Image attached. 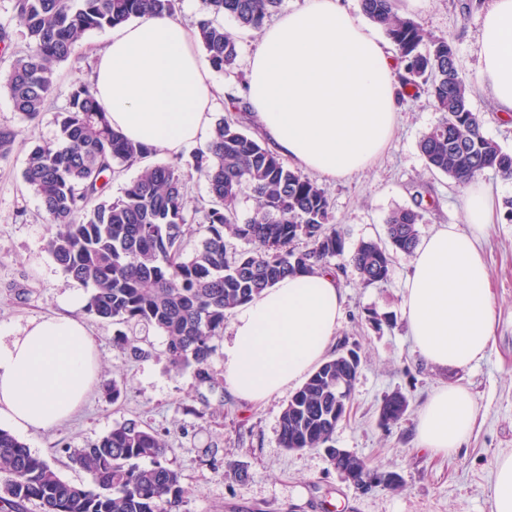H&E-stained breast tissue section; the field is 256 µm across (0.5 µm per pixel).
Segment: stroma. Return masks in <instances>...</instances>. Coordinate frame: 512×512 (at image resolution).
Instances as JSON below:
<instances>
[{
	"label": "stroma",
	"instance_id": "obj_1",
	"mask_svg": "<svg viewBox=\"0 0 512 512\" xmlns=\"http://www.w3.org/2000/svg\"><path fill=\"white\" fill-rule=\"evenodd\" d=\"M489 0H399L401 12L435 36L453 38L459 69L474 82L470 100L485 135L512 151V123L502 120L491 92L477 86L481 14ZM224 27L237 40L233 69L215 73L218 87L242 94L248 61L261 33ZM109 36L93 31L79 42L81 60L56 67V88L38 124L23 121L0 90V126L19 130L9 162L0 164V327L18 329L59 312L70 297L88 299L89 287L67 276L48 250L52 232L39 197L22 179L27 156L38 143L55 139L56 117L73 84L89 81L95 54ZM440 119L426 98L403 102L389 146L368 169L338 180L317 177L331 203L345 251L333 259L336 278L347 295V310L332 349L357 351L361 364L351 390L350 413L334 434L337 447L356 453L369 466L394 471L399 488L380 485L361 491L336 471L323 450L288 451L279 444V420L289 394L259 406L238 399L224 383V360L214 352L213 384L192 370H174L163 333L135 328L138 346L127 344L107 320L82 318L99 351L97 379L85 405L58 427L21 435L31 453L57 467L75 483L91 484L89 473L67 466L66 451L100 440L117 424L134 418L165 440L172 467L181 471L190 494L181 512H490L494 465L512 453V220L490 225L482 248L490 271L497 323L492 350L478 363L449 372L427 362L414 349L402 302L410 257L394 254L386 282L364 286L351 254L362 240L385 241V220L394 209L421 195L427 237L444 224H464L462 188L431 173L418 144ZM124 380L118 400L104 389ZM466 387L479 417L458 452L431 455L418 449L414 427L427 398L448 383ZM403 393L409 402L396 424L379 423L383 397Z\"/></svg>",
	"mask_w": 512,
	"mask_h": 512
}]
</instances>
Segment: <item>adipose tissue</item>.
I'll return each mask as SVG.
<instances>
[{"instance_id":"adipose-tissue-1","label":"adipose tissue","mask_w":512,"mask_h":512,"mask_svg":"<svg viewBox=\"0 0 512 512\" xmlns=\"http://www.w3.org/2000/svg\"><path fill=\"white\" fill-rule=\"evenodd\" d=\"M197 33L171 15L113 28L93 85L115 131L179 156L211 133L217 96ZM479 82L512 112V0L483 15ZM249 117L298 168L336 180L371 166L393 137L401 86L390 53L340 0H306L267 27L249 63ZM467 229L441 225L416 247L403 314L416 351L456 370L492 345L496 308L480 241L500 213L481 181L464 188ZM346 295L328 273L286 277L237 306L224 342V382L260 405L296 387L323 361ZM96 346L72 315L0 330V420L27 433L70 420L91 391ZM478 408L461 385L436 390L420 412L418 447L450 455L471 436Z\"/></svg>"}]
</instances>
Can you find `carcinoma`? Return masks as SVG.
Here are the masks:
<instances>
[{
  "mask_svg": "<svg viewBox=\"0 0 512 512\" xmlns=\"http://www.w3.org/2000/svg\"><path fill=\"white\" fill-rule=\"evenodd\" d=\"M280 2L201 0L195 26L211 67L222 71L238 58L237 41L219 18L259 30ZM360 7L395 47L401 84L424 93L441 113L419 140L428 168L461 187L487 172L512 180V151L484 135L453 41L400 15L397 0H360ZM14 9L26 51L13 57L0 87L22 119L33 123L54 92L55 66L76 57L86 33L136 17L173 15L176 0H14ZM249 111L246 99H232V109L216 121L205 147L143 168L114 198V176L150 150L112 129L90 84H75L59 113L57 138L37 144L22 173L55 228L48 243L53 259L66 275L91 288L86 313L162 332L171 366L192 369L202 382H212L214 340L224 335L231 309L286 276L332 269L331 261L344 251L345 238L333 224L324 189L248 132L243 117ZM17 137L15 129L0 127V163L9 161ZM195 172L206 176L211 203L189 217L185 185ZM246 190L255 207L243 218L237 205ZM190 220L201 241L187 254L183 239ZM423 221L417 200L388 216L389 245L357 244L351 261L364 285L387 279L392 252H414ZM232 239L248 248L231 250ZM300 240L307 248L295 247ZM359 369L360 359L352 363L343 353L322 363L281 414V447L329 448L331 465L358 478L371 475L357 455L336 457L332 440L337 419L349 412ZM407 410L405 395L393 392L381 402L379 421L389 426ZM167 452L154 431L126 420L92 446L68 449L69 465L93 477L85 485L63 478L0 429V512H26L31 502L42 512H178L189 491ZM142 460L150 465H140Z\"/></svg>",
  "mask_w": 512,
  "mask_h": 512,
  "instance_id": "cac0c4a2",
  "label": "carcinoma"
}]
</instances>
